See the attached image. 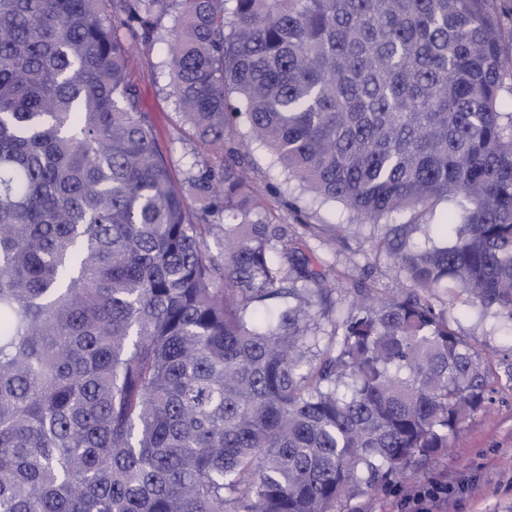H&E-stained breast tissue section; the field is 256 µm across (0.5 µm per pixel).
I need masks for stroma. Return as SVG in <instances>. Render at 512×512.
<instances>
[{
	"instance_id": "1",
	"label": "stroma",
	"mask_w": 512,
	"mask_h": 512,
	"mask_svg": "<svg viewBox=\"0 0 512 512\" xmlns=\"http://www.w3.org/2000/svg\"><path fill=\"white\" fill-rule=\"evenodd\" d=\"M168 46L159 40L133 51L128 61L140 111L148 113L162 150L171 154L176 172L197 160L218 163L219 158L193 140L170 143L168 137L181 125L165 67ZM246 127H238L231 144L247 151L251 159L248 177L265 196L270 216L295 223L305 216L313 224H345L344 242L334 250H320L323 259L351 260L364 268L373 263L372 238L383 225L352 223L340 205L313 202L299 188H286L285 175L261 144L250 141ZM455 327L475 347L491 354L489 384L484 408L474 414L452 440L448 454L419 462L409 479L390 478L368 493L353 497L342 512H408L406 495L432 480L449 478L465 482L464 490L448 497L450 512H512V321L457 303L451 309Z\"/></svg>"
}]
</instances>
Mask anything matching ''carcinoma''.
<instances>
[{
	"label": "carcinoma",
	"mask_w": 512,
	"mask_h": 512,
	"mask_svg": "<svg viewBox=\"0 0 512 512\" xmlns=\"http://www.w3.org/2000/svg\"><path fill=\"white\" fill-rule=\"evenodd\" d=\"M171 9L175 140L223 154L181 179L127 70ZM508 40L494 0H0V512H340L443 454L488 380L448 300L512 320ZM241 122L390 263L263 219Z\"/></svg>",
	"instance_id": "obj_1"
}]
</instances>
